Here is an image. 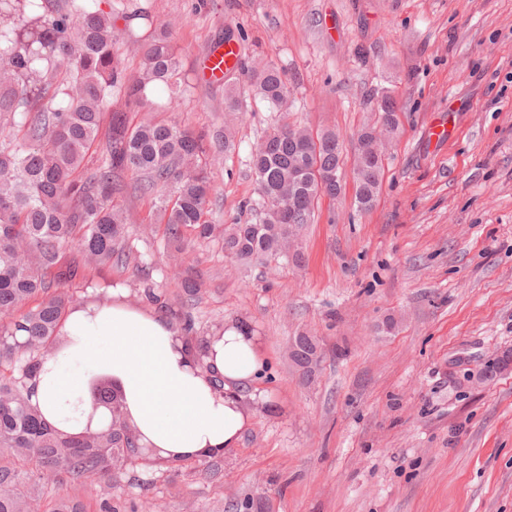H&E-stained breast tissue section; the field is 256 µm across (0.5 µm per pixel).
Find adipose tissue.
Returning a JSON list of instances; mask_svg holds the SVG:
<instances>
[{"instance_id":"1","label":"adipose tissue","mask_w":512,"mask_h":512,"mask_svg":"<svg viewBox=\"0 0 512 512\" xmlns=\"http://www.w3.org/2000/svg\"><path fill=\"white\" fill-rule=\"evenodd\" d=\"M62 333L65 346L43 358L31 396L50 423L71 432L102 425L105 413L95 409L87 383L107 373L129 424L160 455H216L239 442L249 417L245 400L266 361L249 322L226 321L200 357L185 350L174 322L129 303L116 287L111 301L72 308ZM216 377L222 389H214Z\"/></svg>"}]
</instances>
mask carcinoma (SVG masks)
<instances>
[{
    "label": "carcinoma",
    "mask_w": 512,
    "mask_h": 512,
    "mask_svg": "<svg viewBox=\"0 0 512 512\" xmlns=\"http://www.w3.org/2000/svg\"><path fill=\"white\" fill-rule=\"evenodd\" d=\"M120 31L112 13L81 0H0V512H86L72 497L47 499L51 481L74 485L112 479L136 466L137 434L127 422L112 377L92 376L88 390L109 419L98 430L67 433L29 400L41 359L62 343L61 328L77 298L67 285L95 274L110 288L112 266L129 259L130 215L115 197L133 189L154 194L165 236L181 251L187 234L221 241L239 264L280 256L299 265L294 248L320 198L340 191L339 135H316L283 118L251 151L259 199L247 203L245 224L206 220L212 181L204 137L175 123L129 124L127 111L148 102L163 84L174 90L178 60L169 24L158 25L132 74L112 52ZM256 95L285 112L288 77L256 64L247 73ZM124 108L103 112L114 96ZM380 126L358 136L355 204L370 209L381 185L383 157L397 131L389 95L378 106ZM141 177L132 185L122 176ZM144 297L206 354L191 316L178 314L154 290Z\"/></svg>",
    "instance_id": "1"
}]
</instances>
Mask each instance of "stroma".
<instances>
[{
    "instance_id": "stroma-1",
    "label": "stroma",
    "mask_w": 512,
    "mask_h": 512,
    "mask_svg": "<svg viewBox=\"0 0 512 512\" xmlns=\"http://www.w3.org/2000/svg\"><path fill=\"white\" fill-rule=\"evenodd\" d=\"M140 19L113 47L139 70L156 23L172 22L181 91L158 86L131 123L205 132L217 162L207 219L244 223L248 164L287 116L343 142L341 193L305 229L303 266L239 265L215 242L172 256L154 199L127 193L130 261L112 270L133 304L153 288L207 335L253 325L269 359L251 419L217 473L193 464L116 471L111 485L52 482L88 512H512V0H130ZM234 37L242 71L201 83L196 63ZM288 76L287 113L254 95L245 68ZM236 92L241 111L224 108ZM391 95L398 131L376 201L353 202L360 130ZM448 120V136L428 129ZM232 130L233 143L222 135ZM201 275L187 301L173 262ZM315 337L303 378L290 358Z\"/></svg>"
}]
</instances>
